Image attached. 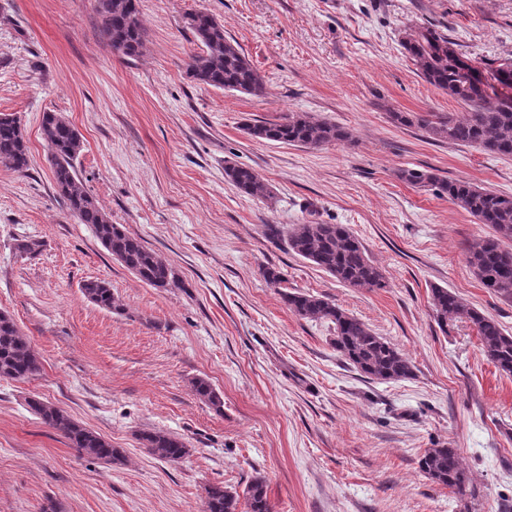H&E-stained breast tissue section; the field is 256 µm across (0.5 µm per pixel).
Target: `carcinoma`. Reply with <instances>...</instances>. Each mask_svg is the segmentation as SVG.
Returning <instances> with one entry per match:
<instances>
[{"label": "carcinoma", "instance_id": "cac0c4a2", "mask_svg": "<svg viewBox=\"0 0 512 512\" xmlns=\"http://www.w3.org/2000/svg\"><path fill=\"white\" fill-rule=\"evenodd\" d=\"M95 9L101 37L108 46L118 51L121 58L140 56L144 49L140 0H96ZM185 25L201 45V52L192 55L187 64L195 81L248 95L266 93L264 77L242 53L239 44L225 35L224 25L214 15L204 10L190 12L185 16ZM403 48L427 83L470 107V112L463 119L452 114L439 117L432 112H392L391 119L402 125L415 124L434 139L476 146L487 153L512 158V59L495 68L481 67L459 53L456 43L447 35L428 26L413 30ZM242 130L252 140L305 147L354 143L348 129L308 112H290L275 122L245 123ZM41 134L50 148L48 160L56 193L70 215L78 223L90 225L112 257L143 283L153 288L181 287L174 271L155 251L140 238L128 234L122 225L112 223L83 186L74 165L83 142L74 125L60 112L46 111L42 115ZM30 163L20 119L14 114L0 113V164L23 174ZM224 174L249 197H272L270 185L250 167L228 164ZM398 178L414 186L438 187L449 201L490 227L491 235L466 247L467 261L484 288L512 301V195L464 180H443L429 171L401 169ZM265 235L272 242L285 243L289 251L350 288L386 287L382 269L370 260L363 244L344 224L314 222L295 224L290 229L267 224ZM82 291L89 302L100 308L121 310L119 299L104 281H88ZM431 300L443 332H448V325L455 322L470 323L488 359L502 373L512 375V334L505 332L493 316L469 306L446 288H432ZM284 301L300 317L331 325L336 352L367 378L399 381L413 376V364L406 354L335 302L300 292L285 294ZM40 369V358L29 340L11 315L1 310L0 379L24 380ZM192 387L199 399L222 412L223 398L208 380L196 378ZM29 405L44 425L64 435L78 456L92 457L109 466L123 461L121 449L112 447L61 408L39 399L30 400ZM139 441L151 455L166 462H178L189 454L182 438L164 430L144 431ZM419 468L433 482L459 493L468 482L457 448L427 449L419 459ZM242 500L246 501V512H271L264 477L254 476L241 493L219 484L207 486L204 512H240Z\"/></svg>", "mask_w": 512, "mask_h": 512}]
</instances>
